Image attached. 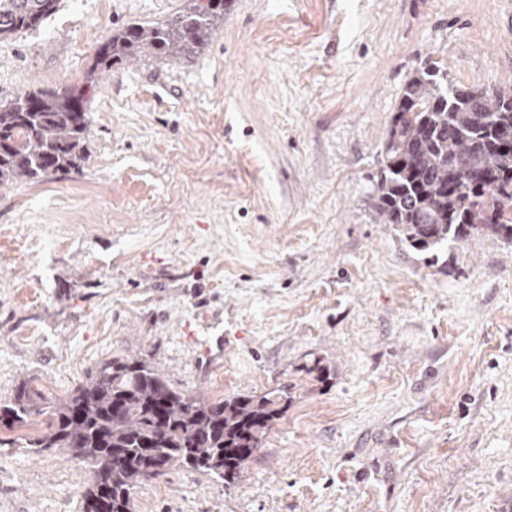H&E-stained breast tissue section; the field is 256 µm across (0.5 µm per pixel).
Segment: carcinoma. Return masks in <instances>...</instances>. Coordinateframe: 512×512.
I'll return each instance as SVG.
<instances>
[{
    "label": "carcinoma",
    "mask_w": 512,
    "mask_h": 512,
    "mask_svg": "<svg viewBox=\"0 0 512 512\" xmlns=\"http://www.w3.org/2000/svg\"><path fill=\"white\" fill-rule=\"evenodd\" d=\"M194 3L156 27L113 35L97 52L112 68L146 49L186 56L219 22L217 3ZM58 0H0V39L38 27ZM89 125L86 89L27 91L0 101V185L77 166ZM377 209L401 241L419 252L483 235L512 245V84L448 86L426 62L406 82L384 147ZM38 394L26 383L0 401V425L20 427ZM287 388L211 400L173 387L157 367L114 358L67 398L29 443L37 455L63 450L94 474L84 512H133L147 477L179 464L231 484L288 409Z\"/></svg>",
    "instance_id": "obj_1"
}]
</instances>
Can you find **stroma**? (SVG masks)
<instances>
[{
    "mask_svg": "<svg viewBox=\"0 0 512 512\" xmlns=\"http://www.w3.org/2000/svg\"><path fill=\"white\" fill-rule=\"evenodd\" d=\"M192 0H59L0 40V99L87 87L81 162L0 186V400L134 357L291 401L228 486L172 466L134 512H512V247L418 254L374 186L402 89L512 81V0H227L192 55L97 76ZM321 366L320 375L308 367ZM0 431V512H82L91 471Z\"/></svg>",
    "mask_w": 512,
    "mask_h": 512,
    "instance_id": "1",
    "label": "stroma"
}]
</instances>
